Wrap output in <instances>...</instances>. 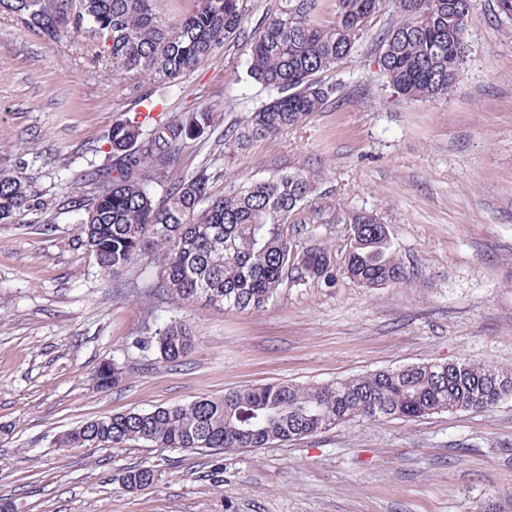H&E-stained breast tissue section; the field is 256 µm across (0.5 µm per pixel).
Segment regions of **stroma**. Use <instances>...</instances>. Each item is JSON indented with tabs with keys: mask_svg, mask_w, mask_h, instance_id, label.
Segmentation results:
<instances>
[{
	"mask_svg": "<svg viewBox=\"0 0 512 512\" xmlns=\"http://www.w3.org/2000/svg\"><path fill=\"white\" fill-rule=\"evenodd\" d=\"M387 20L378 15L339 65L338 103L218 157L216 129H198L179 173L213 159L220 191L283 172L314 177L332 209L290 225L295 250L320 243L343 261L345 218L367 212L386 224L406 280H291L262 310L224 313L155 302L148 259L104 278L63 187L106 167L105 136L139 97L166 118L207 105L221 126L244 119L268 98L246 76L245 45L170 84L116 80L88 34L49 42L0 13V172L37 191L33 208L0 224V501L11 512H512V397L224 453L54 445L93 419L249 386L426 362L512 368V20L496 0H474L459 86L419 101L382 84L376 36ZM170 320L200 338L179 363L138 345ZM112 363L123 381L97 388L95 371ZM136 466L154 470L152 486H123Z\"/></svg>",
	"mask_w": 512,
	"mask_h": 512,
	"instance_id": "35a3bbf8",
	"label": "stroma"
}]
</instances>
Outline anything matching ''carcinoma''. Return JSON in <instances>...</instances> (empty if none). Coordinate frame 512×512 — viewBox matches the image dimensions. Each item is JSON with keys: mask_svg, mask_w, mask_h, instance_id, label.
Returning a JSON list of instances; mask_svg holds the SVG:
<instances>
[{"mask_svg": "<svg viewBox=\"0 0 512 512\" xmlns=\"http://www.w3.org/2000/svg\"><path fill=\"white\" fill-rule=\"evenodd\" d=\"M164 0H0L50 41L84 31L105 39L112 77L172 83L219 49L246 40L247 76L270 94L267 102L233 123L218 147L241 148L276 137L324 110L342 84L319 75L351 57L367 24L387 6L395 18L380 34L379 75L399 96L423 100L451 95L459 85L464 36L473 0H336V16L317 20L322 0H274L258 26L247 30L248 0H199L189 14H166ZM147 98L135 113L112 124L106 136L109 167L89 174L94 191L65 186L81 212L79 241L105 278L117 280L134 263L150 258L160 268L152 285L158 299L199 304L226 313L263 309L294 274L332 288L339 277L364 288L399 283L406 271L394 252L386 225L354 212L349 249L336 266L322 244L293 250L288 225L309 203L315 181L295 171L213 191L214 174L200 165L187 178L167 182L161 197L153 185L181 163L183 135L214 123L205 107L154 127ZM35 190L0 172V223L29 208ZM164 362L197 351L189 324L169 321L144 342ZM123 379L117 365L94 376L97 387ZM512 370L472 361L445 368L425 363L332 383L266 384L200 396L190 402L129 411L87 421L56 439L59 448H124L142 443L185 452L266 448L357 419H415L440 412H482L511 397L502 381ZM155 471H127L123 483L143 488Z\"/></svg>", "mask_w": 512, "mask_h": 512, "instance_id": "carcinoma-1", "label": "carcinoma"}]
</instances>
